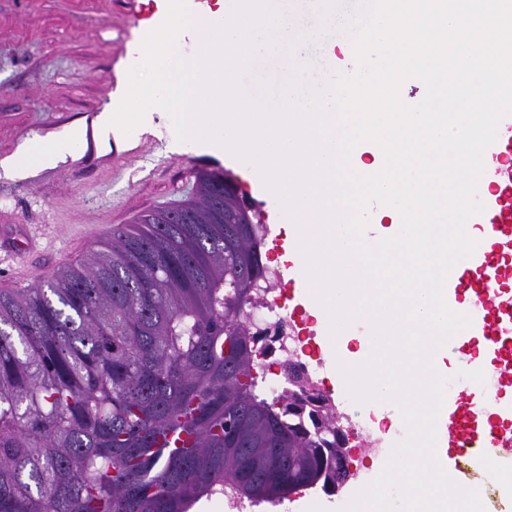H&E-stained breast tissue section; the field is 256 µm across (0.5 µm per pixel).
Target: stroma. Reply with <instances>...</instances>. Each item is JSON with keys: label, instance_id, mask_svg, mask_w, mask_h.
Returning a JSON list of instances; mask_svg holds the SVG:
<instances>
[{"label": "stroma", "instance_id": "obj_1", "mask_svg": "<svg viewBox=\"0 0 512 512\" xmlns=\"http://www.w3.org/2000/svg\"><path fill=\"white\" fill-rule=\"evenodd\" d=\"M167 0H0V160L32 137L81 124L87 148L19 179L0 173V288L35 287L87 259L96 241L141 213L179 203L201 169L234 176L237 161L209 146L171 151L169 113L147 112L132 146H103L100 113L126 85L127 51ZM341 494H292L287 507L249 512H339Z\"/></svg>", "mask_w": 512, "mask_h": 512}]
</instances>
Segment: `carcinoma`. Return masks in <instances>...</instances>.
Wrapping results in <instances>:
<instances>
[{"instance_id":"carcinoma-1","label":"carcinoma","mask_w":512,"mask_h":512,"mask_svg":"<svg viewBox=\"0 0 512 512\" xmlns=\"http://www.w3.org/2000/svg\"><path fill=\"white\" fill-rule=\"evenodd\" d=\"M216 171L116 227L87 262L0 289V512H190L224 485L275 504L334 493L327 397L256 389L254 206ZM167 432L192 437L168 454Z\"/></svg>"}]
</instances>
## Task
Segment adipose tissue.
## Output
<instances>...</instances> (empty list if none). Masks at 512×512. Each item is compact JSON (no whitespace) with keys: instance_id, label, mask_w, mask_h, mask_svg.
Here are the masks:
<instances>
[{"instance_id":"obj_1","label":"adipose tissue","mask_w":512,"mask_h":512,"mask_svg":"<svg viewBox=\"0 0 512 512\" xmlns=\"http://www.w3.org/2000/svg\"><path fill=\"white\" fill-rule=\"evenodd\" d=\"M86 146V133L82 126L70 128L65 138L31 139L23 154L0 161V173L23 178L36 170L56 167L65 157L78 155Z\"/></svg>"}]
</instances>
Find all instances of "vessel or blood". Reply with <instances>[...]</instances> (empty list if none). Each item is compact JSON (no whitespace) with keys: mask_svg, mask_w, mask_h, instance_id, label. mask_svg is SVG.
Listing matches in <instances>:
<instances>
[{"mask_svg":"<svg viewBox=\"0 0 512 512\" xmlns=\"http://www.w3.org/2000/svg\"><path fill=\"white\" fill-rule=\"evenodd\" d=\"M484 160L491 181L479 184L478 197L485 209L471 218L483 238L449 272L447 299L449 308L464 309L470 316L465 335L484 344L483 372L507 385L512 383V374L503 370L512 362V116L502 120ZM474 397L470 388H462L439 413L441 435L450 447L446 464L463 486L469 483L463 462L475 449H490L484 468L488 478L512 467V435L496 429L498 422L512 419V403L500 406L497 420L483 422L470 409Z\"/></svg>","mask_w":512,"mask_h":512,"instance_id":"vessel-or-blood-1","label":"vessel or blood"}]
</instances>
